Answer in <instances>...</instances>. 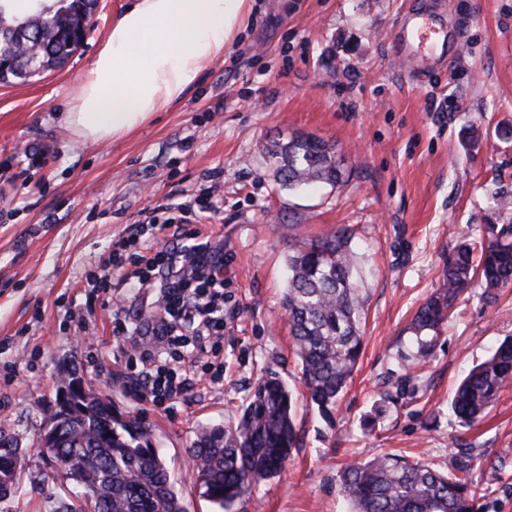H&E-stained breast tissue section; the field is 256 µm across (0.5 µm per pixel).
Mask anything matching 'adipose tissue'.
I'll return each mask as SVG.
<instances>
[{"label": "adipose tissue", "mask_w": 512, "mask_h": 512, "mask_svg": "<svg viewBox=\"0 0 512 512\" xmlns=\"http://www.w3.org/2000/svg\"><path fill=\"white\" fill-rule=\"evenodd\" d=\"M252 0H133L113 23L64 116L106 142L167 111L239 34Z\"/></svg>", "instance_id": "adipose-tissue-1"}]
</instances>
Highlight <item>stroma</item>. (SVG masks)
<instances>
[{
  "mask_svg": "<svg viewBox=\"0 0 512 512\" xmlns=\"http://www.w3.org/2000/svg\"><path fill=\"white\" fill-rule=\"evenodd\" d=\"M413 2L255 0L240 37L170 111L106 143L77 139L63 116L129 0H99L61 69L0 84V432L26 450L0 512H54L68 498L61 481H44L51 467L37 449L66 363L151 429L184 512H219L200 494L188 449L202 427L235 423L270 368L299 395L302 445L232 512H348L342 465L393 452L448 472L464 448L485 512H512V386L479 426L448 413L469 370L512 336V287L489 304L474 282L427 361L396 358L452 248L512 224V0H453L423 82L391 48ZM298 134L335 145L342 181L282 186L264 147ZM28 147L41 158H26ZM210 192L224 198L202 227L224 250V375L141 404L130 393L138 369L120 360L112 333L131 292L120 282L94 292L86 279L120 237H157L155 206ZM344 226L363 350L327 421L302 397L284 294L294 246Z\"/></svg>",
  "mask_w": 512,
  "mask_h": 512,
  "instance_id": "1",
  "label": "stroma"
}]
</instances>
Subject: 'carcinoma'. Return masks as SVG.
Instances as JSON below:
<instances>
[{
	"mask_svg": "<svg viewBox=\"0 0 512 512\" xmlns=\"http://www.w3.org/2000/svg\"><path fill=\"white\" fill-rule=\"evenodd\" d=\"M17 15L11 0H0V54L10 55L20 41L38 44L35 58H22L18 71L0 83L20 82V72L49 64L62 67L77 51L72 25L93 14L94 0H28ZM280 182L290 188L342 178L333 145L296 135L267 148ZM350 230L341 227L318 241L294 248L288 256L284 302L307 400L323 415L344 393L363 350L362 303L353 281ZM484 283L492 301L512 285V224L491 230L481 242L463 241L448 254L442 285L423 303L410 325L403 363L422 362L438 334L465 298L474 279ZM512 384V338L476 365L456 388L450 408L456 421L472 427L482 421L500 392ZM107 403L94 395L63 419L52 458L65 462L62 475L78 500L92 498L106 512H184L151 431L141 421H109ZM295 396L279 371L269 369L251 391L235 424L206 426L190 448L199 473L201 495L223 512L257 483L278 475L301 434L295 423ZM352 512H483L477 489L467 477L442 473L432 465L399 454L360 459L339 475Z\"/></svg>",
	"mask_w": 512,
	"mask_h": 512,
	"instance_id": "cac0c4a2",
	"label": "carcinoma"
}]
</instances>
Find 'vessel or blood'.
<instances>
[{
    "label": "vessel or blood",
    "instance_id": "vessel-or-blood-1",
    "mask_svg": "<svg viewBox=\"0 0 512 512\" xmlns=\"http://www.w3.org/2000/svg\"><path fill=\"white\" fill-rule=\"evenodd\" d=\"M440 40V31L417 8L403 15L392 37L395 54L409 64L412 75L419 79L429 72V62Z\"/></svg>",
    "mask_w": 512,
    "mask_h": 512
}]
</instances>
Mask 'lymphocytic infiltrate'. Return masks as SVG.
Segmentation results:
<instances>
[{
    "instance_id": "obj_1",
    "label": "lymphocytic infiltrate",
    "mask_w": 512,
    "mask_h": 512,
    "mask_svg": "<svg viewBox=\"0 0 512 512\" xmlns=\"http://www.w3.org/2000/svg\"><path fill=\"white\" fill-rule=\"evenodd\" d=\"M212 209L207 201L162 207L150 223L171 231L172 242L148 244L147 255L135 259L136 298L158 311L148 335L128 318L116 320L122 352L142 366L139 400L162 401L190 389L196 359L209 353L211 338L224 336V257L197 228Z\"/></svg>"
}]
</instances>
